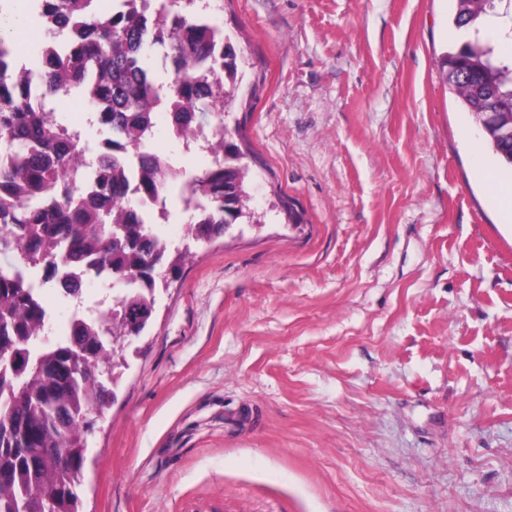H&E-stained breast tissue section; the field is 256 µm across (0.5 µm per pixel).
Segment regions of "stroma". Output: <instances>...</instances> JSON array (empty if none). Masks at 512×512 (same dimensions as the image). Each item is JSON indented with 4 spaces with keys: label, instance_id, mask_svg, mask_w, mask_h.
Returning <instances> with one entry per match:
<instances>
[{
    "label": "stroma",
    "instance_id": "35a3bbf8",
    "mask_svg": "<svg viewBox=\"0 0 512 512\" xmlns=\"http://www.w3.org/2000/svg\"><path fill=\"white\" fill-rule=\"evenodd\" d=\"M449 0H196L247 207L156 296L83 512H512V226L441 67ZM21 17L26 63L45 30ZM54 111L107 133L76 93Z\"/></svg>",
    "mask_w": 512,
    "mask_h": 512
}]
</instances>
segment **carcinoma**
Returning a JSON list of instances; mask_svg holds the SVG:
<instances>
[{
  "mask_svg": "<svg viewBox=\"0 0 512 512\" xmlns=\"http://www.w3.org/2000/svg\"><path fill=\"white\" fill-rule=\"evenodd\" d=\"M53 45L33 67L16 66L0 37V512H81L78 488L91 415L115 395L122 336L149 325L159 280L180 273L190 242L225 233L230 211L224 184L246 202L241 150L224 133V110L238 76V55L221 30L191 11L195 0H162L154 17L147 0H38ZM512 40V0H453L452 23L467 30L444 55L449 89L477 117L494 90L512 113V57L501 56L486 28ZM161 65L176 81L159 85ZM83 92L97 121L112 131L90 166L82 133L59 119L45 100ZM164 106L173 132L217 121L214 164L188 179L190 197L208 208L187 224V243L159 247L158 225L138 212L144 197L165 216L173 169L146 146ZM499 166L512 172V141L485 136ZM84 265L108 280L112 306L89 309L64 340L51 336L42 287L59 282L60 263Z\"/></svg>",
  "mask_w": 512,
  "mask_h": 512,
  "instance_id": "1",
  "label": "carcinoma"
}]
</instances>
